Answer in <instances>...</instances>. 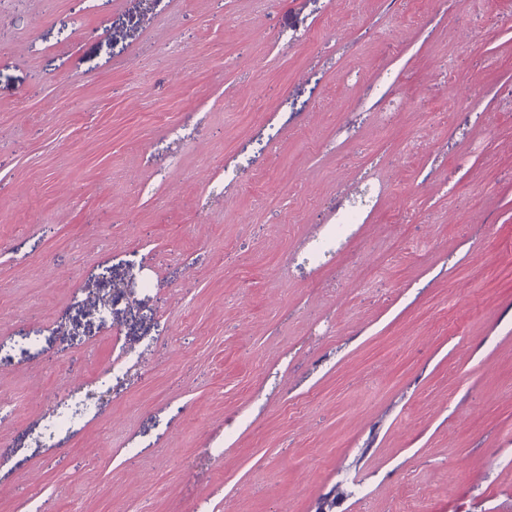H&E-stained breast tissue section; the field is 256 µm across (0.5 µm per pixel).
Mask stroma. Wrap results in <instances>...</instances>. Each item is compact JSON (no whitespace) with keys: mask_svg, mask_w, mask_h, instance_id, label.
<instances>
[{"mask_svg":"<svg viewBox=\"0 0 512 512\" xmlns=\"http://www.w3.org/2000/svg\"><path fill=\"white\" fill-rule=\"evenodd\" d=\"M332 491L512 512V0H0V512Z\"/></svg>","mask_w":512,"mask_h":512,"instance_id":"35a3bbf8","label":"stroma"}]
</instances>
